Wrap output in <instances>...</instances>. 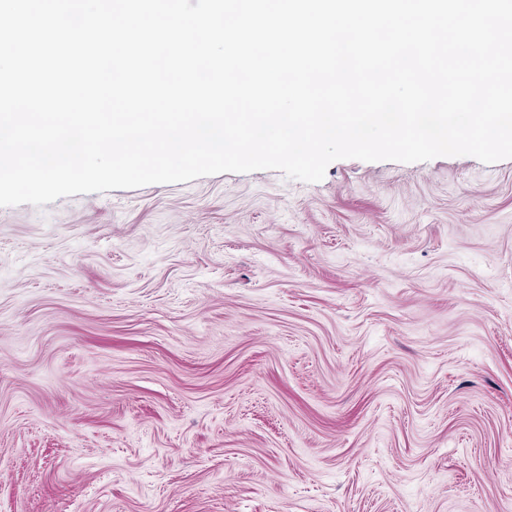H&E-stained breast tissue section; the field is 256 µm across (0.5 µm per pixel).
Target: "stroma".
I'll return each mask as SVG.
<instances>
[{
  "label": "stroma",
  "mask_w": 512,
  "mask_h": 512,
  "mask_svg": "<svg viewBox=\"0 0 512 512\" xmlns=\"http://www.w3.org/2000/svg\"><path fill=\"white\" fill-rule=\"evenodd\" d=\"M0 512H512V158L0 207Z\"/></svg>",
  "instance_id": "obj_1"
}]
</instances>
